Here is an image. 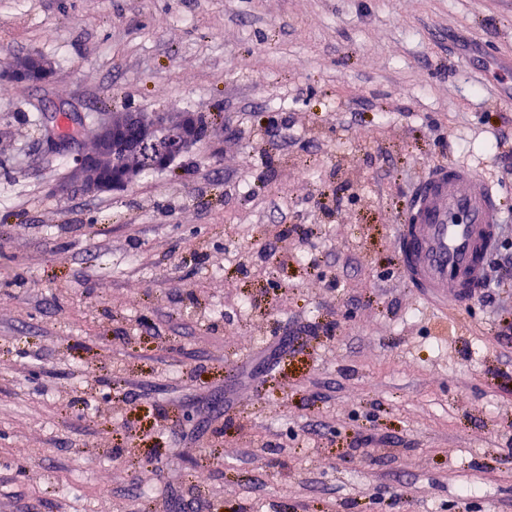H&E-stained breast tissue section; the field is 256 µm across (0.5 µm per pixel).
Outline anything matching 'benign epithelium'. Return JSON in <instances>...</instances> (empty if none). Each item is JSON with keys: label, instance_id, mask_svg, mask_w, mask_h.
I'll use <instances>...</instances> for the list:
<instances>
[{"label": "benign epithelium", "instance_id": "1", "mask_svg": "<svg viewBox=\"0 0 512 512\" xmlns=\"http://www.w3.org/2000/svg\"><path fill=\"white\" fill-rule=\"evenodd\" d=\"M53 69L43 58L30 56L12 76L44 80ZM50 141L59 148L80 142L85 119H64L63 112H46ZM95 149L74 158L71 179L91 190H117L131 184L142 171L167 168L198 141V125L188 112H97Z\"/></svg>", "mask_w": 512, "mask_h": 512}]
</instances>
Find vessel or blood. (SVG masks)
Masks as SVG:
<instances>
[{
	"label": "vessel or blood",
	"mask_w": 512,
	"mask_h": 512,
	"mask_svg": "<svg viewBox=\"0 0 512 512\" xmlns=\"http://www.w3.org/2000/svg\"><path fill=\"white\" fill-rule=\"evenodd\" d=\"M503 207L477 168L439 164L411 188L394 243L404 278L445 309L472 298L495 250Z\"/></svg>",
	"instance_id": "obj_1"
}]
</instances>
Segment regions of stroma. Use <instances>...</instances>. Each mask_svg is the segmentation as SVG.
Masks as SVG:
<instances>
[{
  "mask_svg": "<svg viewBox=\"0 0 512 512\" xmlns=\"http://www.w3.org/2000/svg\"><path fill=\"white\" fill-rule=\"evenodd\" d=\"M32 55L52 80L0 79V512H512V271L444 312L393 243L439 163L512 211V0H0ZM55 107L205 132L89 192ZM61 108L51 112L44 111V123L48 131L50 141L59 148L71 147L80 142L82 130L86 124L83 117L75 116L72 120L64 121ZM58 111V113H57ZM76 131V133H74Z\"/></svg>",
  "mask_w": 512,
  "mask_h": 512,
  "instance_id": "35a3bbf8",
  "label": "stroma"
}]
</instances>
